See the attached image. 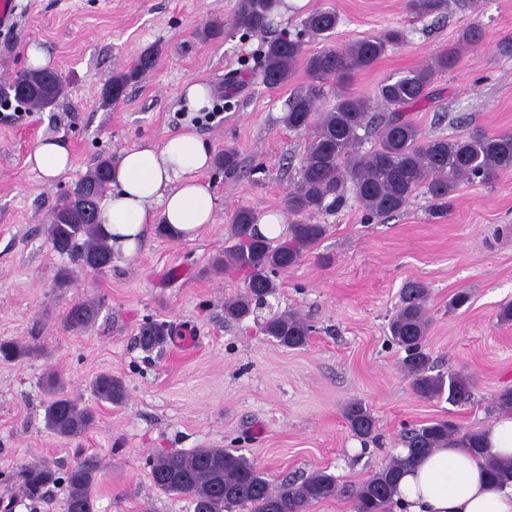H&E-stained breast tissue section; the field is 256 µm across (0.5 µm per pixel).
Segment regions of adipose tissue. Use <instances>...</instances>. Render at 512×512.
I'll return each mask as SVG.
<instances>
[{
    "label": "adipose tissue",
    "mask_w": 512,
    "mask_h": 512,
    "mask_svg": "<svg viewBox=\"0 0 512 512\" xmlns=\"http://www.w3.org/2000/svg\"><path fill=\"white\" fill-rule=\"evenodd\" d=\"M212 160L211 146L191 127L161 146L124 152L100 208L113 252L135 256L154 224L192 240L214 223L212 189L201 177ZM28 161L50 182L70 169L72 156L60 138L49 137ZM394 499L405 512H512V479L489 481L482 459L468 449L436 448L399 478Z\"/></svg>",
    "instance_id": "adipose-tissue-1"
}]
</instances>
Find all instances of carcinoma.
I'll return each instance as SVG.
<instances>
[{
    "label": "carcinoma",
    "instance_id": "carcinoma-1",
    "mask_svg": "<svg viewBox=\"0 0 512 512\" xmlns=\"http://www.w3.org/2000/svg\"><path fill=\"white\" fill-rule=\"evenodd\" d=\"M446 0H408L417 17L440 12ZM280 0H237L232 26L238 31L266 30ZM340 23L333 9H316L302 22L293 37H278L267 43L260 56L262 83L277 88L287 83L298 63H303L310 80L306 92L293 97L282 117L283 124L296 132L310 133L306 155L298 178L285 196L292 215L335 213L348 202V193L364 211L367 223L379 221L405 209L420 189L428 195L434 213L448 208V200L458 185L492 184L501 175L512 173V133H476L450 141L425 138L407 118L405 109L428 95V86L439 71H446L460 51L478 41L481 29L470 27L457 43L442 52L434 64L407 71L397 79L387 78L363 96L348 91L357 73L371 68L390 45L403 41L404 33L389 29L377 36L362 38L342 48L325 47L305 52L307 40H328ZM157 53L148 50L116 71L106 84L102 102L123 100L128 87L151 71ZM334 79L340 86L333 106L317 111L324 85ZM64 82L57 72L26 71L13 81L0 84V97H12L37 109L52 106L64 94ZM381 102L386 111L375 112ZM379 139L378 147L360 151L366 135ZM218 166L231 174L239 166L237 151L226 148L217 156ZM112 159L100 160L74 185L72 192L56 206L46 233L52 248L79 269L100 271L112 264V246L103 233L100 201L111 181ZM258 214L238 207L230 216L232 244L215 265L232 268L243 275V290L224 301V318L242 321L256 313L261 301L277 293L278 272L297 265L324 237V224L297 221L288 225L284 240L261 235L256 228ZM429 290L418 280L406 282L400 292V306L388 324L392 341L406 356L402 370L413 392L422 400L447 398L453 404L467 403L473 396L471 379L462 374L433 373L434 366L425 352L429 328L426 303ZM99 304L90 300L73 303L65 316L68 329L81 332L93 326ZM261 332L287 349L306 346L312 326L298 313L288 310L265 318ZM170 337L166 322L147 320L138 331V344L146 352L162 351ZM28 354L17 341L0 342V359L12 361ZM50 398L43 404L45 425L57 436L76 440L95 428V411L68 396L56 373L46 376ZM91 390L102 401L124 403L123 381L101 373L91 381ZM343 415L355 436L364 441L374 438L376 420L360 400L348 402ZM453 444L469 449L485 461L492 479L512 476V462L500 463L491 456L479 430L459 432L449 419H436L409 430L404 436L407 454L399 455L386 467L374 472L356 487L344 488L332 474L318 470L301 482L285 481L271 486L254 463L237 450L196 448L190 452L164 453L150 461L152 481L159 490L187 498L193 512H308L315 503L336 496L350 499L352 512H391L396 483L419 457L435 448ZM22 494L31 501L43 498L52 485L66 484L64 512H96L91 488L95 469L86 462L73 465L60 474L47 465L25 464L16 472Z\"/></svg>",
    "mask_w": 512,
    "mask_h": 512
}]
</instances>
